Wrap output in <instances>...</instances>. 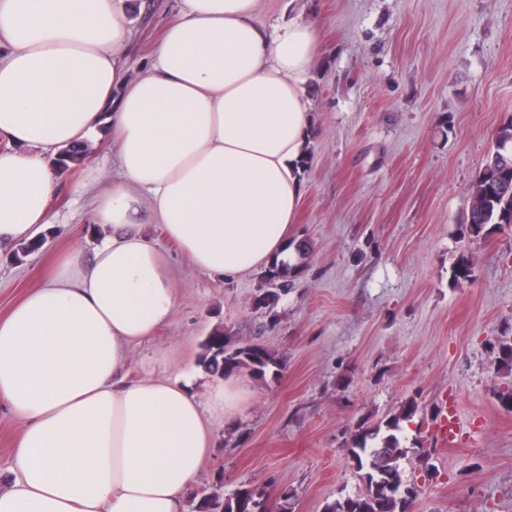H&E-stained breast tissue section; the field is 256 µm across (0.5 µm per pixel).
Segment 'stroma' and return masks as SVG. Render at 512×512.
Listing matches in <instances>:
<instances>
[{
    "instance_id": "stroma-1",
    "label": "stroma",
    "mask_w": 512,
    "mask_h": 512,
    "mask_svg": "<svg viewBox=\"0 0 512 512\" xmlns=\"http://www.w3.org/2000/svg\"><path fill=\"white\" fill-rule=\"evenodd\" d=\"M178 0H134L125 75L148 68ZM316 22L321 49L308 81L310 162L289 240L311 256L294 288L255 310L263 272L231 283L197 269L156 224L140 230L167 259L178 289L172 322L135 347L126 372L194 368L213 329L285 357L252 379L232 426L212 424L215 451L196 489L223 483L293 493V512H323L362 481L346 440L416 399L404 435L434 446L433 475L415 456L414 512H512V412L491 351L512 336V229L462 238L470 191L503 122L512 118V0H260L254 21ZM93 194L66 184L50 204L43 247L16 259L0 245V317L78 248L91 256L109 226L88 221ZM474 275L454 284L460 251ZM457 409L456 445L439 443L441 400Z\"/></svg>"
}]
</instances>
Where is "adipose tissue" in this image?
I'll use <instances>...</instances> for the list:
<instances>
[{"mask_svg": "<svg viewBox=\"0 0 512 512\" xmlns=\"http://www.w3.org/2000/svg\"><path fill=\"white\" fill-rule=\"evenodd\" d=\"M259 0H180L153 63L124 76L131 0H0V244L35 237L70 172L61 150L107 129L112 188L90 261L72 250L0 318V405L21 426L0 512H182L251 395L243 374L206 394L182 368L137 379L132 346L170 323L161 225L200 269L231 282L294 256L285 232L316 136L307 93L316 26L264 31Z\"/></svg>", "mask_w": 512, "mask_h": 512, "instance_id": "obj_1", "label": "adipose tissue"}]
</instances>
